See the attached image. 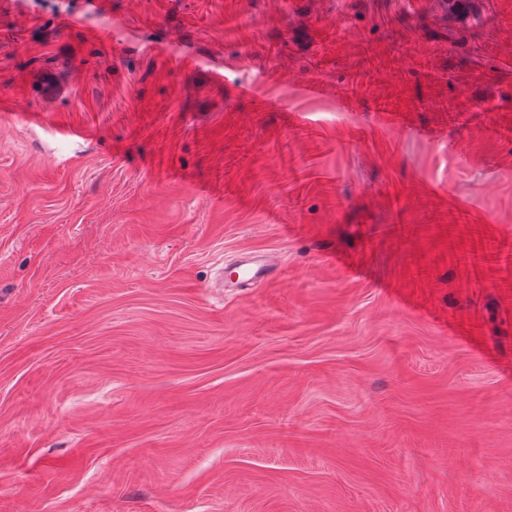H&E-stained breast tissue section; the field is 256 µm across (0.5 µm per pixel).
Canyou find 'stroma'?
<instances>
[{
	"label": "stroma",
	"instance_id": "35a3bbf8",
	"mask_svg": "<svg viewBox=\"0 0 512 512\" xmlns=\"http://www.w3.org/2000/svg\"><path fill=\"white\" fill-rule=\"evenodd\" d=\"M0 512H512V0H0ZM236 269L232 288H253L271 281L278 266L270 256L262 254L240 261Z\"/></svg>",
	"mask_w": 512,
	"mask_h": 512
}]
</instances>
